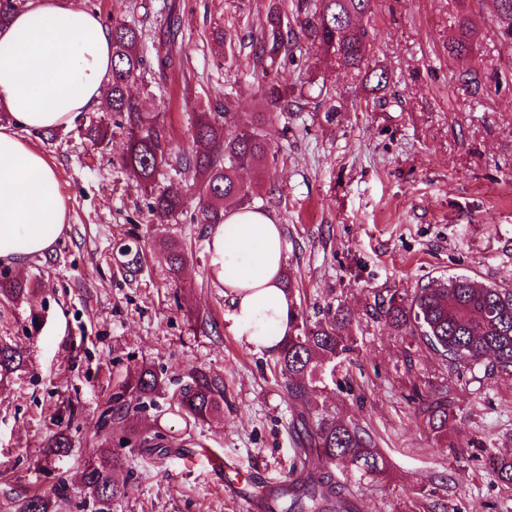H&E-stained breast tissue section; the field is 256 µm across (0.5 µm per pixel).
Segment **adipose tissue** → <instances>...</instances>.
I'll return each instance as SVG.
<instances>
[{
	"mask_svg": "<svg viewBox=\"0 0 512 512\" xmlns=\"http://www.w3.org/2000/svg\"><path fill=\"white\" fill-rule=\"evenodd\" d=\"M112 32L78 0H32L0 25V264L24 269L68 227V199L30 129L77 125L104 104ZM212 275L231 295L230 327L255 352H278L293 312L282 283V227L258 209L230 208L209 227Z\"/></svg>",
	"mask_w": 512,
	"mask_h": 512,
	"instance_id": "ef3b65f1",
	"label": "adipose tissue"
}]
</instances>
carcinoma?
<instances>
[{
    "instance_id": "1",
    "label": "carcinoma",
    "mask_w": 512,
    "mask_h": 512,
    "mask_svg": "<svg viewBox=\"0 0 512 512\" xmlns=\"http://www.w3.org/2000/svg\"><path fill=\"white\" fill-rule=\"evenodd\" d=\"M373 12L371 0H296L293 19L280 0H270L265 24L250 33L254 66L261 70L263 111L230 112L217 103L197 114L191 129L192 149L179 162L180 173L192 179L198 198L196 222L221 224L226 203L251 204V191L239 178L246 168L267 169L276 154L267 127L280 112L303 110V99H294L288 85L279 80L280 69L294 61L296 53L309 50L329 57L346 70L379 89L388 74L369 66V30L362 19ZM112 76L105 97L111 111L124 115L128 131L124 163L138 185H153L155 174L169 160L167 137L158 116L145 112L130 93L146 66L141 55L139 29L112 19ZM476 29L467 15L455 23L448 39V55L474 52ZM185 190L181 187L153 195L151 212L164 221L183 212ZM169 270L177 273L185 254L177 242L166 240ZM35 284L0 273V296L24 302L35 294ZM373 314L384 319L400 336H417L433 354L454 365H464L487 376L512 375V287L465 275L451 276L417 289L405 299L392 294L374 300ZM350 316L342 305L327 308L323 318L311 322L294 313L291 330L275 360V368L288 377V395L300 405L292 422L295 434L291 477L271 497L268 512H357L346 483L335 476L343 467L361 477L384 472L386 463L371 437L358 427L331 415L317 400L318 384L335 380L336 369L352 351ZM26 359L8 344H0V380L21 370ZM162 382L145 367L114 394L116 410L130 413L132 402L153 398ZM178 412L204 421L220 412L224 390L209 373L198 370L178 394L172 395ZM420 414L428 429L443 434L448 421V396L428 391L422 396ZM497 478L512 485V460L487 451ZM126 458L118 448L98 449L97 460H88L81 472L84 489L102 505L128 492L118 480ZM54 494H33L23 500L21 512H52Z\"/></svg>"
}]
</instances>
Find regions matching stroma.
Masks as SVG:
<instances>
[{
    "instance_id": "35a3bbf8",
    "label": "stroma",
    "mask_w": 512,
    "mask_h": 512,
    "mask_svg": "<svg viewBox=\"0 0 512 512\" xmlns=\"http://www.w3.org/2000/svg\"><path fill=\"white\" fill-rule=\"evenodd\" d=\"M82 3L104 23L135 24L148 55L168 5L180 8L174 68L161 78L148 62L135 87L169 143L155 190L178 182L174 164L191 145L200 109L225 100L234 112L260 111L262 78L248 35L268 0ZM461 13L477 30L466 60L448 54ZM367 25L369 64L387 71V87L372 91L319 54L297 58L285 79L311 104L269 127L276 164L240 178L254 207L271 191L280 199L270 212L309 319L337 302L351 314L356 349L318 401L369 432L387 460L381 476L352 477L357 512H512V488L485 454L512 458V377L451 365L371 315L375 294L407 297L436 279L512 283V38L496 0H374ZM217 28L220 46L211 37ZM98 126L109 127L110 143L88 136ZM28 138L55 169L69 227L22 271L39 282L31 302L0 298V343L27 358L0 382V512H20L22 495L61 480L67 492L54 512H98L79 476L105 444L122 448L129 483L111 512H240L213 473L214 456L243 473L263 465L268 483L281 485L297 407L273 356L229 328L231 302L210 273L195 200L158 223L122 161L127 130L108 110L86 113L53 140ZM163 239L185 249L179 273L169 270ZM145 366L166 391L137 409L140 431L154 444H185L183 454L159 457L124 443L126 419L112 395ZM200 369L224 383L222 411L204 422L171 404ZM431 389L447 390L451 403L439 439L416 414L418 392ZM56 432L70 451L41 464Z\"/></svg>"
}]
</instances>
